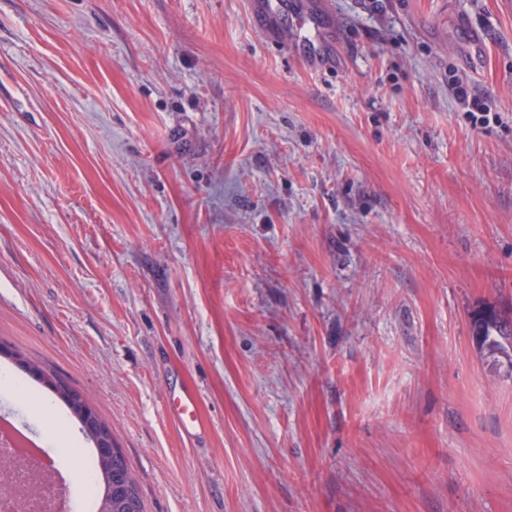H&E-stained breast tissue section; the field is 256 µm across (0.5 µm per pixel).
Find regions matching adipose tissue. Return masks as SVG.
Instances as JSON below:
<instances>
[{"instance_id": "obj_1", "label": "adipose tissue", "mask_w": 512, "mask_h": 512, "mask_svg": "<svg viewBox=\"0 0 512 512\" xmlns=\"http://www.w3.org/2000/svg\"><path fill=\"white\" fill-rule=\"evenodd\" d=\"M0 390L27 399L33 406L43 426L44 436L49 444L61 446L62 463L77 479H84L86 465L80 452L73 444L75 435L70 430L66 419L46 397L33 392L23 384L9 368L0 369Z\"/></svg>"}]
</instances>
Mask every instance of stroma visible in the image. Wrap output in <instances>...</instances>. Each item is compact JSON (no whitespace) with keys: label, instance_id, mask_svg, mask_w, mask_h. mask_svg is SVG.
<instances>
[{"label":"stroma","instance_id":"obj_1","mask_svg":"<svg viewBox=\"0 0 512 512\" xmlns=\"http://www.w3.org/2000/svg\"><path fill=\"white\" fill-rule=\"evenodd\" d=\"M250 2L0 0V345L84 395L146 512H512V377L470 330L512 309V11L321 0L312 67L309 0L275 35ZM197 404V396L194 393L186 392L167 405L168 408L172 407L173 413L181 423L184 434L189 438L196 435L195 429L198 424Z\"/></svg>","mask_w":512,"mask_h":512}]
</instances>
